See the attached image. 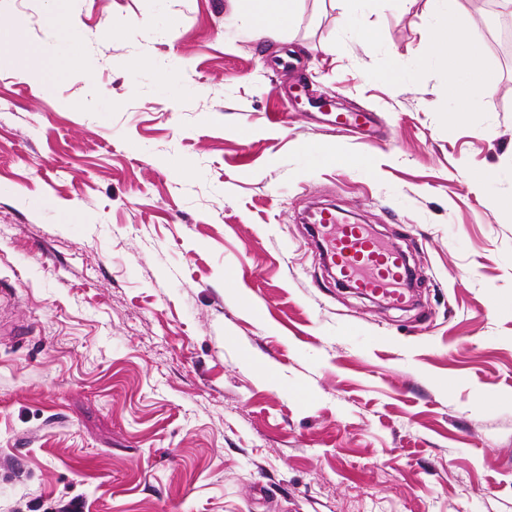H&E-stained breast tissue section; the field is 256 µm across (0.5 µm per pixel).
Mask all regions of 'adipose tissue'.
Listing matches in <instances>:
<instances>
[{
    "label": "adipose tissue",
    "mask_w": 512,
    "mask_h": 512,
    "mask_svg": "<svg viewBox=\"0 0 512 512\" xmlns=\"http://www.w3.org/2000/svg\"><path fill=\"white\" fill-rule=\"evenodd\" d=\"M298 0H237L240 12L251 16L255 30L278 37L293 19ZM426 61L445 67L451 79L446 88L455 102V112H469L482 94L491 92L497 77L483 63V38L480 30L462 24L451 13L434 23L424 49Z\"/></svg>",
    "instance_id": "ef3b65f1"
}]
</instances>
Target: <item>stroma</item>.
<instances>
[{"label": "stroma", "mask_w": 512, "mask_h": 512, "mask_svg": "<svg viewBox=\"0 0 512 512\" xmlns=\"http://www.w3.org/2000/svg\"><path fill=\"white\" fill-rule=\"evenodd\" d=\"M497 2L299 0L273 40L234 0H70L52 40L0 0V512H512ZM446 9L498 76L457 119ZM319 206L406 252L409 302L342 287Z\"/></svg>", "instance_id": "obj_1"}]
</instances>
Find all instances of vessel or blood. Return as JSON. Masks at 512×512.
Returning <instances> with one entry per match:
<instances>
[{"label":"vessel or blood","mask_w":512,"mask_h":512,"mask_svg":"<svg viewBox=\"0 0 512 512\" xmlns=\"http://www.w3.org/2000/svg\"><path fill=\"white\" fill-rule=\"evenodd\" d=\"M316 227L326 239L327 260L349 287L405 303L409 261L399 247L382 245L363 225L348 223L329 210L321 211Z\"/></svg>","instance_id":"1"}]
</instances>
